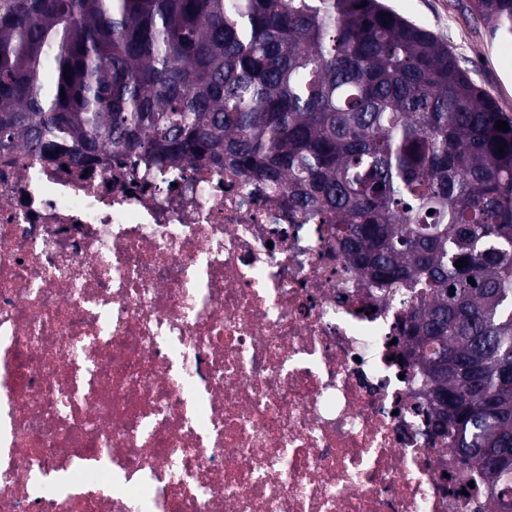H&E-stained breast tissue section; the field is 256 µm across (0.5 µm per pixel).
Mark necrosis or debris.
I'll return each instance as SVG.
<instances>
[{"instance_id":"necrosis-or-debris-1","label":"necrosis or debris","mask_w":512,"mask_h":512,"mask_svg":"<svg viewBox=\"0 0 512 512\" xmlns=\"http://www.w3.org/2000/svg\"><path fill=\"white\" fill-rule=\"evenodd\" d=\"M404 313L255 180L0 150V512H493Z\"/></svg>"}]
</instances>
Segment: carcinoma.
I'll return each mask as SVG.
<instances>
[{
  "mask_svg": "<svg viewBox=\"0 0 512 512\" xmlns=\"http://www.w3.org/2000/svg\"><path fill=\"white\" fill-rule=\"evenodd\" d=\"M469 11L512 41V0ZM16 146L230 169L333 225L407 308L428 427L512 512V117L431 32L382 0H0Z\"/></svg>",
  "mask_w": 512,
  "mask_h": 512,
  "instance_id": "carcinoma-1",
  "label": "carcinoma"
}]
</instances>
